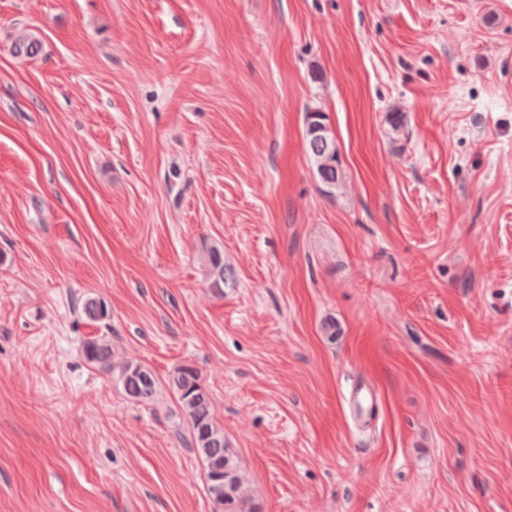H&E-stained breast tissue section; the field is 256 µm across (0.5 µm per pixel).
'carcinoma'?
Masks as SVG:
<instances>
[{
  "mask_svg": "<svg viewBox=\"0 0 512 512\" xmlns=\"http://www.w3.org/2000/svg\"><path fill=\"white\" fill-rule=\"evenodd\" d=\"M15 53L34 57L41 51V44L33 39L22 37L15 42ZM305 139L313 137L314 130L321 128L320 137L329 141L324 153L309 154L316 173L328 175V187H338L343 183V172L335 138L327 123V116L319 109H310L305 113ZM201 260L208 273L209 287L224 292L226 281H216L215 272L224 268V253L217 246L203 249ZM83 313L92 320L103 319L108 315L104 302L89 298L83 303ZM86 361L94 367L112 374L122 387L126 396L142 405L152 404L158 395L159 381L154 372L146 365L123 358L116 354L110 340L93 338L83 345ZM167 386L177 404L180 419L186 425L187 447L196 451L209 447L211 442L220 441L223 447L215 449L214 465L224 469L227 480L223 486H209L207 493L213 500L224 499V512H261L253 499L245 496L243 478L237 460L224 438V429L214 416V402L210 391L204 385L199 371L190 364L177 367L169 376Z\"/></svg>",
  "mask_w": 512,
  "mask_h": 512,
  "instance_id": "1",
  "label": "carcinoma"
}]
</instances>
